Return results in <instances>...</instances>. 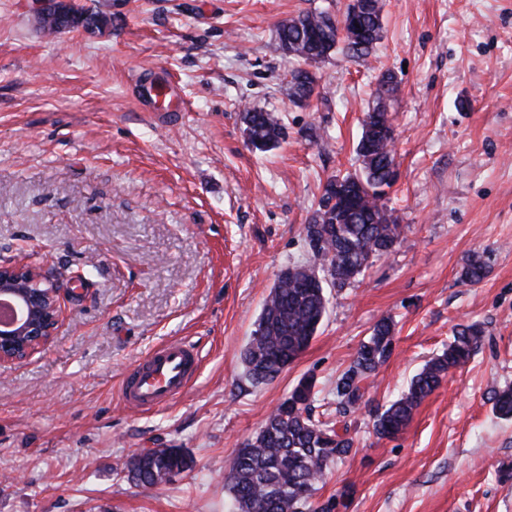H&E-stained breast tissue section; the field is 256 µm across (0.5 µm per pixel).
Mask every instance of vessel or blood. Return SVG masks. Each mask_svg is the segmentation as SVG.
<instances>
[{
	"mask_svg": "<svg viewBox=\"0 0 512 512\" xmlns=\"http://www.w3.org/2000/svg\"><path fill=\"white\" fill-rule=\"evenodd\" d=\"M141 97L154 107L169 110L179 105L175 86L163 81L142 85ZM200 358L194 344L172 340L138 360L125 374L120 400L130 408L149 411L183 395L195 380Z\"/></svg>",
	"mask_w": 512,
	"mask_h": 512,
	"instance_id": "1",
	"label": "vessel or blood"
}]
</instances>
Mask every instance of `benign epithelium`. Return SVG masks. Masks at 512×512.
Masks as SVG:
<instances>
[{
  "label": "benign epithelium",
  "mask_w": 512,
  "mask_h": 512,
  "mask_svg": "<svg viewBox=\"0 0 512 512\" xmlns=\"http://www.w3.org/2000/svg\"><path fill=\"white\" fill-rule=\"evenodd\" d=\"M364 0H349L340 24L341 36L356 38V17ZM0 298L14 308L0 324V362H20L48 344L61 322L60 288L38 267L22 261L0 264Z\"/></svg>",
  "instance_id": "1"
}]
</instances>
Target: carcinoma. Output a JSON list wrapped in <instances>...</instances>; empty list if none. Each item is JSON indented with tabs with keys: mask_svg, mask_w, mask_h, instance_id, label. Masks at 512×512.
<instances>
[{
	"mask_svg": "<svg viewBox=\"0 0 512 512\" xmlns=\"http://www.w3.org/2000/svg\"><path fill=\"white\" fill-rule=\"evenodd\" d=\"M384 0H375L371 13L361 22L363 40L347 42L340 37V21L330 14L307 11L282 21L277 30L278 48L300 63L328 59L326 49L341 45L352 58L370 56L381 38ZM70 23L51 11L39 20L42 31L53 34L79 25L98 31L110 18L99 11L72 12ZM244 131L252 148L267 152L285 137L281 118L274 111L250 108L243 113ZM390 113H365L356 145L359 167L341 176L344 183L360 182L353 197H340L331 190L336 177L322 188L318 208L304 225L312 261L288 267L276 288L266 298L248 345L241 353L247 379L254 385L275 380L307 349L326 314V289L341 291L365 275L372 259L392 251L404 226L387 208L386 192L396 182L393 167L395 138ZM489 273L487 263L474 255L465 263L461 279L477 285ZM395 324L378 320L350 366L336 380V405L345 415L357 408L365 384L390 358ZM484 338L477 324L460 325L442 354L430 360L410 381L407 390L387 408L377 412L374 430L392 438L410 423L421 402L437 389L449 371L465 365ZM315 382L303 377L266 418L259 432L238 449L225 478L237 512H306L310 499L330 466L346 457L353 440L339 433L335 424L322 421L313 406ZM493 409L502 419H512V386L496 391ZM192 460L179 448H157L134 456L127 464L128 478L153 487L162 476L191 469Z\"/></svg>",
	"mask_w": 512,
	"mask_h": 512,
	"instance_id": "1",
	"label": "carcinoma"
}]
</instances>
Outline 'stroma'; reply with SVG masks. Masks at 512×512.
Segmentation results:
<instances>
[{
	"label": "stroma",
	"instance_id": "obj_1",
	"mask_svg": "<svg viewBox=\"0 0 512 512\" xmlns=\"http://www.w3.org/2000/svg\"><path fill=\"white\" fill-rule=\"evenodd\" d=\"M103 32L48 35L35 0H0V261L41 266L68 297L52 340L0 363V512H236L225 476L301 377L336 410L337 377L372 326L394 351L346 422L351 455L314 504L337 512H512V0H385L372 54L315 67L318 96L286 95L295 63L276 28L348 0H77ZM399 79L390 108L399 177L386 204L405 232L364 278L328 290L327 315L277 379L251 384L241 352L278 274L311 259L304 226L332 176L358 166L370 92ZM163 75L179 112L138 99ZM278 113L281 145L246 143L245 107ZM482 255L490 273L461 270ZM485 329L406 430L378 437L384 408L451 340ZM200 369L176 402L124 406V372L174 339ZM181 448L191 470L154 487L126 465ZM488 273L487 263L480 255H473L465 263L461 272V279L470 285H477L484 281Z\"/></svg>",
	"mask_w": 512,
	"mask_h": 512
}]
</instances>
